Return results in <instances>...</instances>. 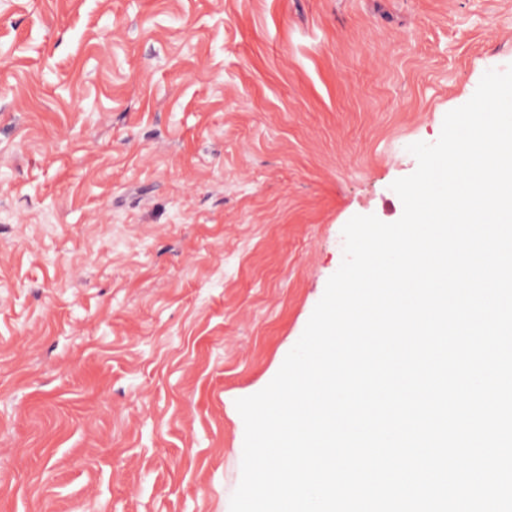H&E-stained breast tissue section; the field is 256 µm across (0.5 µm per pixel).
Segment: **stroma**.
<instances>
[{
  "label": "stroma",
  "mask_w": 512,
  "mask_h": 512,
  "mask_svg": "<svg viewBox=\"0 0 512 512\" xmlns=\"http://www.w3.org/2000/svg\"><path fill=\"white\" fill-rule=\"evenodd\" d=\"M512 0H0V512H230L244 423Z\"/></svg>",
  "instance_id": "1"
}]
</instances>
